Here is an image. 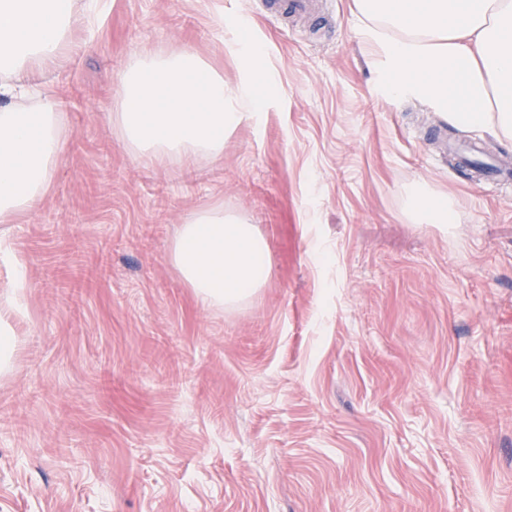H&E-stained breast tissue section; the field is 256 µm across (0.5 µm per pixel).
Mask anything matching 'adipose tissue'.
I'll use <instances>...</instances> for the list:
<instances>
[{
	"label": "adipose tissue",
	"instance_id": "obj_1",
	"mask_svg": "<svg viewBox=\"0 0 512 512\" xmlns=\"http://www.w3.org/2000/svg\"><path fill=\"white\" fill-rule=\"evenodd\" d=\"M370 65L388 95L427 106L449 125L512 140V0H354ZM104 0H0V220L31 210L48 190L67 138L62 107L34 80L93 25ZM109 119L149 161L219 158L224 135L254 115L252 84L227 86L196 53L133 56L117 76ZM172 261L206 305L263 287L268 247L248 220L223 208L193 213Z\"/></svg>",
	"mask_w": 512,
	"mask_h": 512
}]
</instances>
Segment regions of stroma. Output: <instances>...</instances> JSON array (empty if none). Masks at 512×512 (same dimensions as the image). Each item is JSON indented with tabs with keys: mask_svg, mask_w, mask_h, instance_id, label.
I'll use <instances>...</instances> for the list:
<instances>
[{
	"mask_svg": "<svg viewBox=\"0 0 512 512\" xmlns=\"http://www.w3.org/2000/svg\"><path fill=\"white\" fill-rule=\"evenodd\" d=\"M42 81L68 142L0 223V512H512V184L476 181L388 98L352 0H107ZM252 81L224 157L147 165L107 115L137 54ZM456 221L408 217L417 182ZM248 218L272 274L202 304L196 210Z\"/></svg>",
	"mask_w": 512,
	"mask_h": 512,
	"instance_id": "obj_1",
	"label": "stroma"
}]
</instances>
